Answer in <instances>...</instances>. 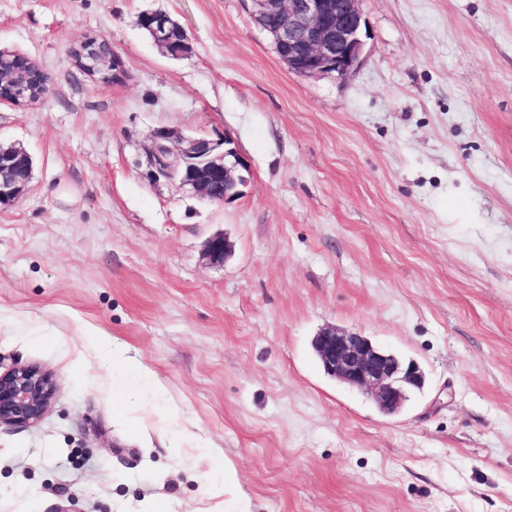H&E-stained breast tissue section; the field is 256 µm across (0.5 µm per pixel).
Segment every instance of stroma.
Listing matches in <instances>:
<instances>
[{
  "label": "stroma",
  "instance_id": "35a3bbf8",
  "mask_svg": "<svg viewBox=\"0 0 512 512\" xmlns=\"http://www.w3.org/2000/svg\"><path fill=\"white\" fill-rule=\"evenodd\" d=\"M361 8L340 79L292 73L246 0H0V49L49 84L0 104V143L33 160L0 210V363L56 381L40 421L0 424V512H512V0ZM153 10L188 55L137 26ZM89 37L119 80L78 68ZM162 127L230 136L243 195L154 175ZM327 326L416 361L424 390L380 413L323 373ZM146 20L147 29L155 44L167 55L181 57L189 54L191 48L188 41L176 42L173 39L175 30H184L168 14L161 11H145L138 15V23ZM233 252V244L224 233H216L205 243L204 259L212 265H224Z\"/></svg>",
  "mask_w": 512,
  "mask_h": 512
}]
</instances>
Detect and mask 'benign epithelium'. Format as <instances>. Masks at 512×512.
<instances>
[{
  "instance_id": "7a95c632",
  "label": "benign epithelium",
  "mask_w": 512,
  "mask_h": 512,
  "mask_svg": "<svg viewBox=\"0 0 512 512\" xmlns=\"http://www.w3.org/2000/svg\"><path fill=\"white\" fill-rule=\"evenodd\" d=\"M250 15L267 32L288 69L300 76L334 75L344 78L362 61L366 21L361 0H250ZM155 44L172 57L189 54L190 44L173 39L181 26L161 11H145ZM177 145L172 152L169 144ZM147 153L158 173L181 190L214 203L243 194L249 168L232 140L184 135L177 130L154 131ZM31 165L30 155L16 145L0 144V208L14 207L26 194L29 181H20L15 169ZM233 252L227 236L216 233L205 243L204 259L222 265ZM324 373L351 388L366 392L385 415H396L409 395L425 386L420 366L405 360L357 333L335 327L322 329L312 341ZM55 393L53 375L30 364L15 363L0 370V424H31L47 411Z\"/></svg>"
}]
</instances>
